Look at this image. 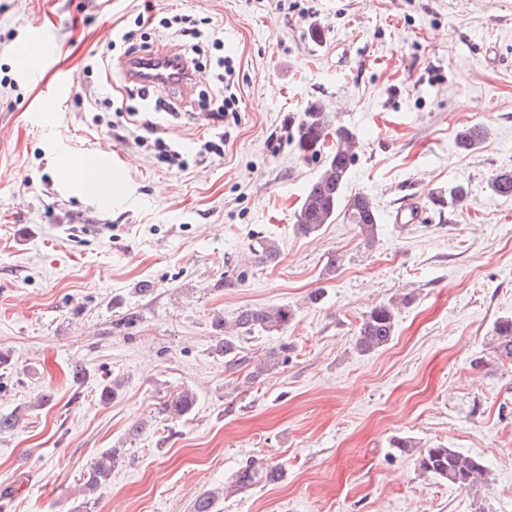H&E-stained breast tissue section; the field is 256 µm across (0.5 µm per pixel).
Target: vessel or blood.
Segmentation results:
<instances>
[{"instance_id":"vessel-or-blood-1","label":"vessel or blood","mask_w":512,"mask_h":512,"mask_svg":"<svg viewBox=\"0 0 512 512\" xmlns=\"http://www.w3.org/2000/svg\"><path fill=\"white\" fill-rule=\"evenodd\" d=\"M28 44L35 49L36 59L26 63L22 69V75L27 79L34 77L40 61L56 50L51 33L40 25L32 27ZM118 68L126 82L154 92H165L175 87L187 89L196 80L185 60L169 50L124 56L119 61Z\"/></svg>"}]
</instances>
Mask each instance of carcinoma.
I'll return each mask as SVG.
<instances>
[{"mask_svg":"<svg viewBox=\"0 0 512 512\" xmlns=\"http://www.w3.org/2000/svg\"><path fill=\"white\" fill-rule=\"evenodd\" d=\"M330 120L318 108L305 113L297 127L296 144L302 159L325 155L321 173L309 185L304 199L295 214L293 229L301 235L318 232L325 224L332 223L337 216H343L350 224L359 226L365 240L375 238L379 221L377 209L372 199L365 194H345V183L355 153V136L344 127H337L336 149L326 153L324 145L328 137ZM484 131L479 127L467 128L459 132L457 145L462 150L475 148L483 139ZM490 190L501 197H512V171H501L491 176ZM413 295L405 293L395 301L380 303L362 315L353 348L362 355H372L385 349L392 341L399 307L411 303ZM294 309L286 306L246 307L239 310L232 324L224 319L215 320V327L224 331L217 337L215 350L224 357V366L230 370L246 364L242 342L259 333L274 334L288 330L294 320ZM492 349L501 358L512 359V317L499 319L494 326L491 337ZM292 347L283 341L270 350L263 362L254 366L244 378V383L254 385L263 375L277 369L288 361V352ZM51 400V394L41 395L28 406L13 412L0 414V433L13 431L19 427L25 411L41 407ZM196 394L186 388L167 403L165 412L173 419H179L192 412L196 405ZM391 447L401 455L414 459L421 474L448 482L460 487H473L488 479V470L482 461L469 454L453 448H426L408 438H395ZM124 458L120 448L106 449L88 468L84 475L83 489L90 496L105 488L112 479V471ZM262 481H272V471L265 470L258 463L251 461L241 467L232 482L240 489L251 487ZM222 492L210 490L198 496L193 505V512H213Z\"/></svg>","mask_w":512,"mask_h":512,"instance_id":"obj_1","label":"carcinoma"}]
</instances>
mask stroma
Here are the masks:
<instances>
[{"label": "stroma", "instance_id": "obj_1", "mask_svg": "<svg viewBox=\"0 0 512 512\" xmlns=\"http://www.w3.org/2000/svg\"><path fill=\"white\" fill-rule=\"evenodd\" d=\"M172 14L223 29L239 99L220 155L204 150L216 134L197 97L170 99L167 112L139 102L185 170L157 162L134 133L99 134L90 108L120 100L125 82L85 70L123 56L112 43L123 29L190 52L156 29ZM34 23L58 52L24 79ZM66 76L75 83L58 111L32 122ZM313 107L356 137L346 191L373 199V242L340 217L312 236L293 230L323 164L296 148ZM473 126L484 140L457 148ZM84 154L116 159L111 193L86 196L59 178L63 156ZM505 170L512 0H0V351L11 359L0 413L30 408L0 434L6 512H73L109 448L126 458L90 512H192L217 487L218 512H512V361L489 344L512 316V198L488 186ZM458 185L467 201L439 207ZM407 202L418 219L395 222ZM262 241L277 263L254 254ZM403 292L413 300L391 344L359 355L362 315ZM271 305L296 317L284 335L245 341L249 363L284 340L292 350L239 386L215 352L214 319ZM112 381L119 390L102 401ZM186 388L196 406L171 419L164 406ZM398 437L476 456L490 480L464 489L424 477L393 454ZM249 460L279 479L234 491Z\"/></svg>", "mask_w": 512, "mask_h": 512}]
</instances>
